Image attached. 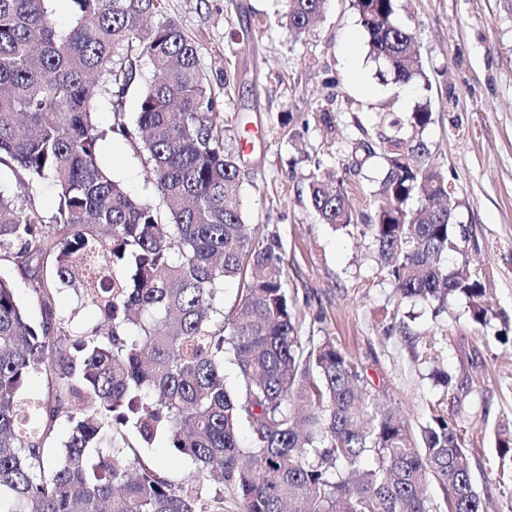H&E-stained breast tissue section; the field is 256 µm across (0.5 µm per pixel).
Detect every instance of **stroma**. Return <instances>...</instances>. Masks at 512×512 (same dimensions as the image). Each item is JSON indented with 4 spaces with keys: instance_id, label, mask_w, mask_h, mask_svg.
I'll list each match as a JSON object with an SVG mask.
<instances>
[{
    "instance_id": "obj_1",
    "label": "stroma",
    "mask_w": 512,
    "mask_h": 512,
    "mask_svg": "<svg viewBox=\"0 0 512 512\" xmlns=\"http://www.w3.org/2000/svg\"><path fill=\"white\" fill-rule=\"evenodd\" d=\"M165 15L196 37L199 63L224 114V143L239 150L248 223L277 235L288 288L304 328L335 338L362 365L361 387L418 440L433 405L467 432L476 486L489 512H512L499 481L496 435L512 430V0H396L423 59L422 77L393 83L368 53L352 0H328L305 33L281 26L276 0H166ZM429 106L422 134L431 162L454 188L448 200L468 230L462 253L479 272L492 310L471 319L466 298L442 310L400 299L380 270L370 236L318 223L307 198L322 168L343 183L352 207L371 213L384 168L364 160L379 115ZM329 110L337 134L320 119ZM291 122L281 126L279 117ZM99 162L137 199L159 204L146 155L121 140ZM18 203L55 213L57 190L21 187L0 169ZM398 315L404 328L392 326ZM453 378L444 389L434 371Z\"/></svg>"
}]
</instances>
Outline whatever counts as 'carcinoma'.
<instances>
[{
  "mask_svg": "<svg viewBox=\"0 0 512 512\" xmlns=\"http://www.w3.org/2000/svg\"><path fill=\"white\" fill-rule=\"evenodd\" d=\"M50 2L0 0V167L52 182L59 199L48 221L0 190V260L27 274L31 298L0 278V512H224V495L203 500L206 484L243 512H486L458 423L435 407L411 445L358 388L354 357L329 336L299 335L279 244L246 222L240 156L224 148L197 42L164 17L165 0H70L66 30ZM326 2L284 0L281 23L300 34ZM353 7L393 82L423 75L395 0ZM144 59L155 79L132 120L122 103ZM431 120L427 106L387 115L390 133L360 142L363 160L386 163L372 214L315 173L309 206L322 224L370 234L401 298L440 309L462 296L482 324V276L444 261L467 230L439 205L448 176L423 159ZM109 138L141 141L164 209L100 166ZM228 279L241 288L227 307ZM63 287L97 311L90 333L59 314ZM37 374L53 383L47 401L26 394ZM158 439L194 462L188 483L146 461ZM431 483L443 502L427 496Z\"/></svg>",
  "mask_w": 512,
  "mask_h": 512,
  "instance_id": "carcinoma-1",
  "label": "carcinoma"
}]
</instances>
